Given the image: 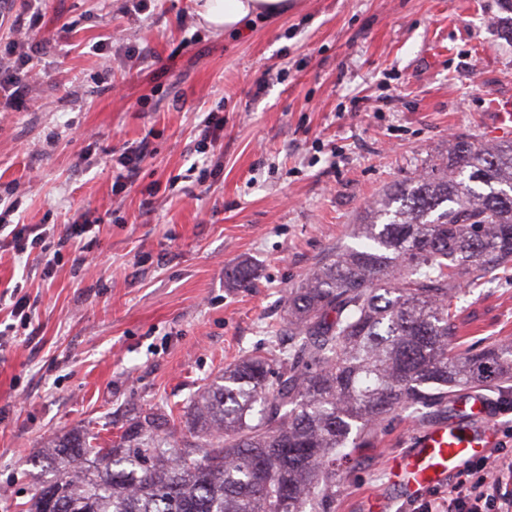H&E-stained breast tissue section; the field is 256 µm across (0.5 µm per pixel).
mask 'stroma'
<instances>
[{"mask_svg": "<svg viewBox=\"0 0 512 512\" xmlns=\"http://www.w3.org/2000/svg\"><path fill=\"white\" fill-rule=\"evenodd\" d=\"M45 0L49 40L25 101L0 112V194L12 222L44 224L62 248L50 275L35 250L0 249V512H22L51 471L41 450L73 432L103 446L146 413L183 429L226 366L288 346V292L340 246L364 209L447 155L456 136L490 141L491 101H512L503 0H296L240 33L200 26L195 0ZM96 43L105 54L93 53ZM224 118L199 149L200 122ZM150 153L126 192L123 158ZM91 223L90 245L64 241ZM257 270L251 287L230 271ZM22 285L31 324L7 297ZM461 345L512 341V268L461 293ZM483 399L504 450L512 404L486 386L448 411L388 418L359 449L330 512H446L453 484L394 499L392 456L417 431L478 433Z\"/></svg>", "mask_w": 512, "mask_h": 512, "instance_id": "obj_1", "label": "stroma"}]
</instances>
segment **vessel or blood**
Listing matches in <instances>:
<instances>
[{"label": "vessel or blood", "instance_id": "obj_1", "mask_svg": "<svg viewBox=\"0 0 512 512\" xmlns=\"http://www.w3.org/2000/svg\"><path fill=\"white\" fill-rule=\"evenodd\" d=\"M490 109L496 114L494 136L512 137V103L495 101ZM495 441L496 431L491 426L479 439L468 438L444 422L428 427L414 436L413 453L403 462L392 465L390 479L400 488L414 490L440 483L448 472L459 468L469 458L486 455Z\"/></svg>", "mask_w": 512, "mask_h": 512}]
</instances>
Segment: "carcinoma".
Masks as SVG:
<instances>
[{
    "mask_svg": "<svg viewBox=\"0 0 512 512\" xmlns=\"http://www.w3.org/2000/svg\"><path fill=\"white\" fill-rule=\"evenodd\" d=\"M354 235L288 292V349L224 368L189 408V438L149 416L111 448L72 435L28 512H329L344 463L388 417L512 382V343L463 352L456 309L462 287L512 266L511 140L456 139ZM231 278L248 288L254 272Z\"/></svg>",
    "mask_w": 512,
    "mask_h": 512,
    "instance_id": "1",
    "label": "carcinoma"
}]
</instances>
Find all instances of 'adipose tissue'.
Listing matches in <instances>:
<instances>
[{
    "mask_svg": "<svg viewBox=\"0 0 512 512\" xmlns=\"http://www.w3.org/2000/svg\"><path fill=\"white\" fill-rule=\"evenodd\" d=\"M288 0H195L202 26L215 32L236 33L258 17L287 14Z\"/></svg>",
    "mask_w": 512,
    "mask_h": 512,
    "instance_id": "adipose-tissue-1",
    "label": "adipose tissue"
}]
</instances>
